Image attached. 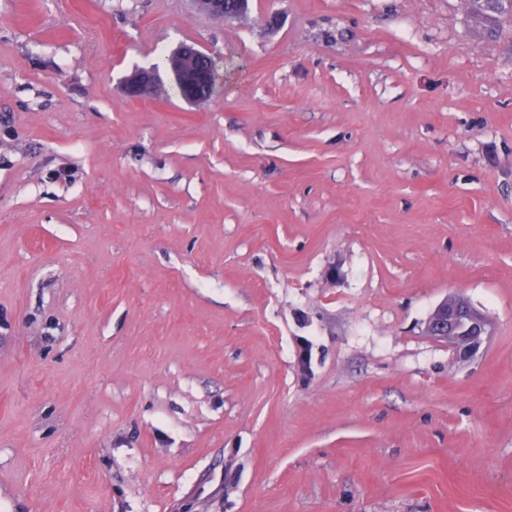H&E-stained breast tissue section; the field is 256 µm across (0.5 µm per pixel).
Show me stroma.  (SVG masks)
<instances>
[{
    "label": "stroma",
    "mask_w": 512,
    "mask_h": 512,
    "mask_svg": "<svg viewBox=\"0 0 512 512\" xmlns=\"http://www.w3.org/2000/svg\"><path fill=\"white\" fill-rule=\"evenodd\" d=\"M0 512H512V16L0 0ZM194 2L203 11L222 21L242 14L241 2L237 0H194ZM178 50L174 51L170 57L167 55V58H165L166 66L168 61L170 67L180 68L184 57L186 55L191 57L194 64V73L199 80V85L193 88L183 87L186 92L185 97L193 103L207 100L210 97V91L216 77L213 58L210 54L200 51L193 45L183 46L181 52L175 55ZM153 84L158 81V66L152 69H137ZM153 84L143 80L138 72L133 71L122 82L123 91L131 99H146L153 94ZM492 320L461 293L449 294L429 313L424 333L464 358L475 353L492 332Z\"/></svg>",
    "instance_id": "stroma-1"
}]
</instances>
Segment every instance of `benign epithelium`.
<instances>
[{
	"label": "benign epithelium",
	"instance_id": "benign-epithelium-1",
	"mask_svg": "<svg viewBox=\"0 0 512 512\" xmlns=\"http://www.w3.org/2000/svg\"><path fill=\"white\" fill-rule=\"evenodd\" d=\"M193 2L219 20L237 17L242 11L239 0ZM186 56L192 58L199 85L185 88V97L193 103L205 101L210 97L216 77L213 58L192 45H186L182 47L180 54L169 57L170 67H181ZM122 87L126 96L131 99H146L153 94V85L143 80L135 71L123 80ZM491 332L492 320L458 292L448 295L435 306L429 313L424 327L426 335L447 344L448 349L464 358L475 353Z\"/></svg>",
	"mask_w": 512,
	"mask_h": 512
}]
</instances>
